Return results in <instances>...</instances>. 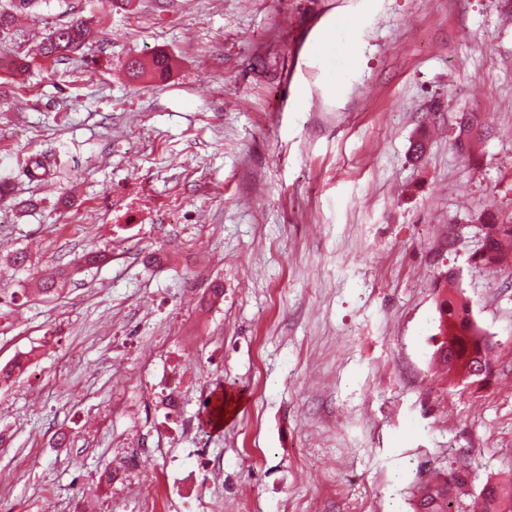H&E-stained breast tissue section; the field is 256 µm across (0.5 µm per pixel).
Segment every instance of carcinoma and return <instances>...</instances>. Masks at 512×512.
Here are the masks:
<instances>
[{
	"label": "carcinoma",
	"mask_w": 512,
	"mask_h": 512,
	"mask_svg": "<svg viewBox=\"0 0 512 512\" xmlns=\"http://www.w3.org/2000/svg\"><path fill=\"white\" fill-rule=\"evenodd\" d=\"M41 0H4L0 3V35L10 31L15 13L39 5ZM88 36L84 20H72L51 28L40 46L42 57L53 64H62L80 52ZM171 68V60L164 54L156 55L146 65L139 59L129 63L128 70L135 78L146 73L163 75ZM50 168L45 156H30L22 165L26 178L43 180ZM485 246L487 251L481 261L488 267L500 262L505 245L512 244V220L501 224L485 225ZM437 310L439 314L436 353L443 362L453 361L456 371L461 374L473 371H487L490 343L482 329L473 319L467 299L462 295L454 277L449 275L440 291ZM464 482L460 476L442 477L435 483H417L410 489L414 512H461L456 499V487ZM484 512H512V484L487 482L482 489Z\"/></svg>",
	"instance_id": "carcinoma-1"
}]
</instances>
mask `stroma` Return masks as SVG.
Segmentation results:
<instances>
[{
	"label": "stroma",
	"mask_w": 512,
	"mask_h": 512,
	"mask_svg": "<svg viewBox=\"0 0 512 512\" xmlns=\"http://www.w3.org/2000/svg\"><path fill=\"white\" fill-rule=\"evenodd\" d=\"M75 18L82 54L42 59ZM0 46L31 60L0 72V367L29 358L0 386V512H145L141 487L185 512L166 494L210 462L205 512H413L438 473L478 512L512 481V254L480 261L482 217H512V0H44ZM160 52L165 80L128 76ZM449 273L478 378L435 357ZM202 381L244 403L200 437ZM133 449L151 466L105 480Z\"/></svg>",
	"instance_id": "obj_1"
}]
</instances>
